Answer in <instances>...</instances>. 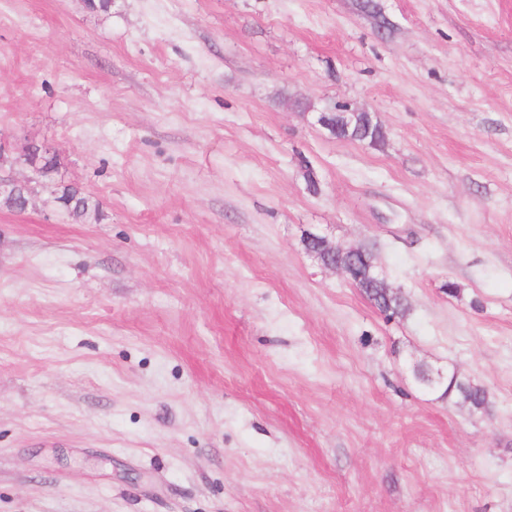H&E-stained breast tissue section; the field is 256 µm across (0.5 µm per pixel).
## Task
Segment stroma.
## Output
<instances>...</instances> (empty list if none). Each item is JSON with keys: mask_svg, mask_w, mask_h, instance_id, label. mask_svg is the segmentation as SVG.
I'll use <instances>...</instances> for the list:
<instances>
[{"mask_svg": "<svg viewBox=\"0 0 512 512\" xmlns=\"http://www.w3.org/2000/svg\"><path fill=\"white\" fill-rule=\"evenodd\" d=\"M357 2L0 0V512H512V0ZM353 121H356L359 126L365 127H371L376 121V126L380 127V123L374 113L352 109L347 105H338L333 110L319 112L317 117L318 124L334 137L341 130H348ZM56 199L69 216L75 220L86 217L92 208L89 199L73 186L62 187ZM303 241L306 255L317 262L324 269L339 273L349 281L351 280V269L346 263H336L334 257L340 254L346 258L359 254L360 245L341 246L331 243L326 236L316 232H309ZM313 242L315 246L310 245ZM331 257V258H329ZM362 280L356 287L365 295V297L380 311H390L386 316L389 318H404L410 310L408 301L402 302H391L388 300L382 288L383 274L377 270L367 272L366 269H362ZM429 372L426 373L422 367H417L414 370V380L416 384L426 390L440 392V397L442 398L456 397L460 401V398L465 397L469 400V405L474 409L484 408L488 404V395L484 386L475 383L474 387L464 390V382L451 376L442 378L440 381L434 383L433 388H430L427 384L428 381H426V374H429Z\"/></svg>", "mask_w": 512, "mask_h": 512, "instance_id": "1", "label": "stroma"}]
</instances>
